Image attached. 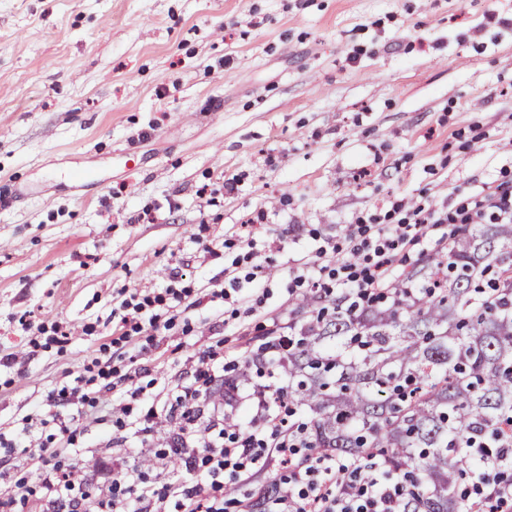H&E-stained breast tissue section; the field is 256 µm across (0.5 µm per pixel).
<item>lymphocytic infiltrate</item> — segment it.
<instances>
[{
    "mask_svg": "<svg viewBox=\"0 0 512 512\" xmlns=\"http://www.w3.org/2000/svg\"><path fill=\"white\" fill-rule=\"evenodd\" d=\"M511 223L512 190L467 197L451 214L419 205L397 223L374 232L360 223L350 225L346 246L323 242L316 250L317 262L294 267L292 284L315 294L334 286L365 301L376 290L390 287L394 266L410 260L412 250L427 242L430 230L445 224ZM330 253L336 256L335 266L321 264V257ZM172 297L169 304L148 293L123 300L118 315L121 341L173 322L183 309L181 292ZM187 364L188 379L168 387L167 393L181 410L176 448L187 455L191 485L176 475L168 485L156 487L141 467L117 456L112 459L111 478L91 491L85 483L89 474L99 473L100 463L87 471L76 465L61 469L60 460L79 453L74 444L75 410L99 405L113 389L112 362L97 357L72 382L49 391L46 400L54 411L47 418L37 421L26 415L15 433L0 431V464L33 463L39 470L37 484L21 477L0 493V512H224L225 471L255 473L267 461L285 464L303 452L300 432L280 433L276 405L269 397H239L230 412L196 426L191 407L208 397L219 369L205 355L188 359ZM137 393L142 397L139 407L119 405L116 425L147 436L157 416L156 395L143 386ZM36 424L47 429V436L37 446H23V437ZM466 498L471 512H512V482L474 481ZM399 506L398 486L384 478L381 464L322 453L291 473L267 512H400Z\"/></svg>",
    "mask_w": 512,
    "mask_h": 512,
    "instance_id": "obj_1",
    "label": "lymphocytic infiltrate"
}]
</instances>
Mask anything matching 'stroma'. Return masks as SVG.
Listing matches in <instances>:
<instances>
[{"instance_id":"1","label":"stroma","mask_w":512,"mask_h":512,"mask_svg":"<svg viewBox=\"0 0 512 512\" xmlns=\"http://www.w3.org/2000/svg\"><path fill=\"white\" fill-rule=\"evenodd\" d=\"M232 178L206 204L203 185ZM512 186V0H0V356L29 349L16 318L75 327L0 364V428L47 414L132 291L189 288L155 340L112 345V369L179 379L216 337L244 365L298 320L295 260L394 208L451 211ZM154 221H140L143 209ZM251 222L254 246L236 230ZM264 266L256 312L208 295ZM94 325L84 335L83 325ZM86 409L78 445L128 464L164 452Z\"/></svg>"}]
</instances>
